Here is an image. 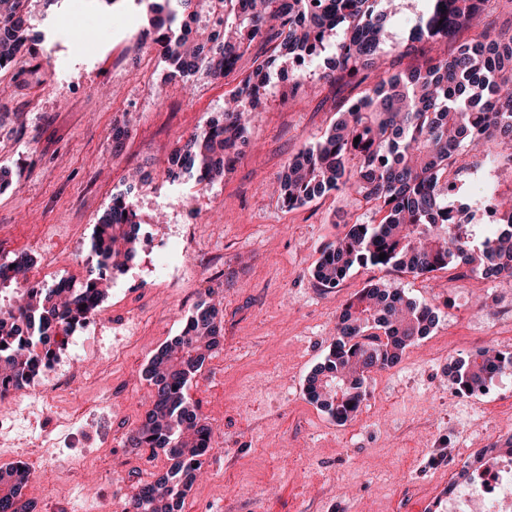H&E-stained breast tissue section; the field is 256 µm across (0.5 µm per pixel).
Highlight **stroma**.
<instances>
[{
    "label": "stroma",
    "instance_id": "1",
    "mask_svg": "<svg viewBox=\"0 0 512 512\" xmlns=\"http://www.w3.org/2000/svg\"><path fill=\"white\" fill-rule=\"evenodd\" d=\"M32 28L51 19L56 50L34 44L0 71V262L33 259L31 281L51 286L84 276L93 228L135 170L149 181L136 199L140 224L167 240L165 256L148 243L116 275L99 325L77 332L56 363L37 377L71 375V402L88 407L68 431L58 407L22 392L9 406L14 427L0 442V467L17 461L33 475L25 499L33 512H100L128 501L166 471L164 455L132 448L153 389L143 376L154 352L181 334L200 300L223 307V338L188 394L212 426L215 443L183 512H428L447 504L448 474L472 461L479 435H512V377L466 406L448 378L458 357L483 347L512 351V280L483 287L452 266L413 277L353 269L334 289L311 271L322 246L349 224L372 223L355 194L331 192L281 207L267 188L288 159L314 143L358 89L323 79L321 63L304 79L314 94L287 96L274 73L250 145L223 182L178 187L165 178L178 138L223 111L236 77L172 80L154 44L133 41L145 26L132 0H32ZM129 119L121 156L112 125ZM186 264L179 285L157 277L162 263ZM399 287L442 304L439 324L402 362L373 372L359 413L337 424L309 401L306 380L328 353L341 307L367 283ZM42 448L28 446L32 434Z\"/></svg>",
    "mask_w": 512,
    "mask_h": 512
}]
</instances>
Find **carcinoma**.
I'll return each mask as SVG.
<instances>
[{
    "instance_id": "carcinoma-1",
    "label": "carcinoma",
    "mask_w": 512,
    "mask_h": 512,
    "mask_svg": "<svg viewBox=\"0 0 512 512\" xmlns=\"http://www.w3.org/2000/svg\"><path fill=\"white\" fill-rule=\"evenodd\" d=\"M31 0H0V70L32 50ZM146 7L147 30L170 77L188 81L203 72L223 79L251 56L248 73L224 111L198 132L179 138L169 156L172 184L209 186L250 145L249 126L273 70L290 66L288 87L305 92L303 71L321 58L323 78L364 86L317 141L288 159L271 188L289 209L331 191L352 190L377 224L355 223L325 246L312 270L321 288H335L356 267L390 268L414 277L466 266L487 281L512 276V198L496 196L499 221L470 239L456 225L472 220L470 200L451 190L476 163L471 151L512 164V18L487 21L492 10L512 15V0H417L413 23L393 43L398 56L416 54L424 41L451 42L463 28L472 36L447 55L391 75L379 71L380 44L393 0H134ZM130 121L112 126V156L121 154ZM360 138L354 142V138ZM149 174L112 196L91 242L95 265L73 288L31 283L32 259L17 254L0 263V401L31 386L51 360L48 343L67 336L106 300L109 273H121L138 254L136 193ZM384 259H379L380 254ZM437 304L419 302L401 288L370 283L336 317V340L307 379L309 400L339 424L353 419L377 370L398 365L406 351L439 322ZM223 314L199 301L180 336L149 359L150 408L127 438L132 448L163 453L169 468L128 500V512H182L213 429L187 390L220 345ZM512 372V353L479 350L460 357L448 376L460 394ZM32 475L23 463L0 467V512H30L23 488Z\"/></svg>"
}]
</instances>
